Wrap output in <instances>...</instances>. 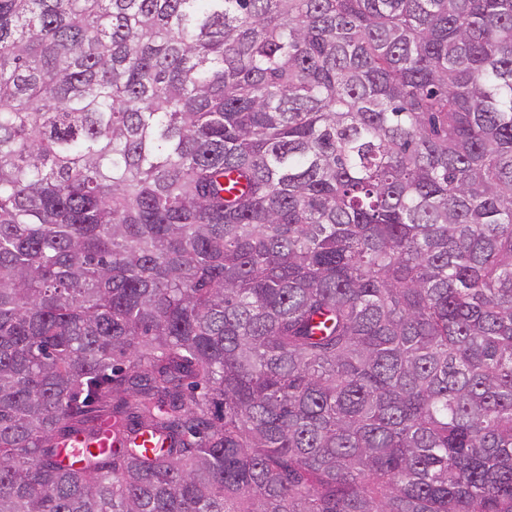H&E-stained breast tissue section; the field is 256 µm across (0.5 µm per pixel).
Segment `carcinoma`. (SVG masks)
<instances>
[{"label": "carcinoma", "instance_id": "1", "mask_svg": "<svg viewBox=\"0 0 512 512\" xmlns=\"http://www.w3.org/2000/svg\"><path fill=\"white\" fill-rule=\"evenodd\" d=\"M0 512H512V0H0Z\"/></svg>", "mask_w": 512, "mask_h": 512}]
</instances>
